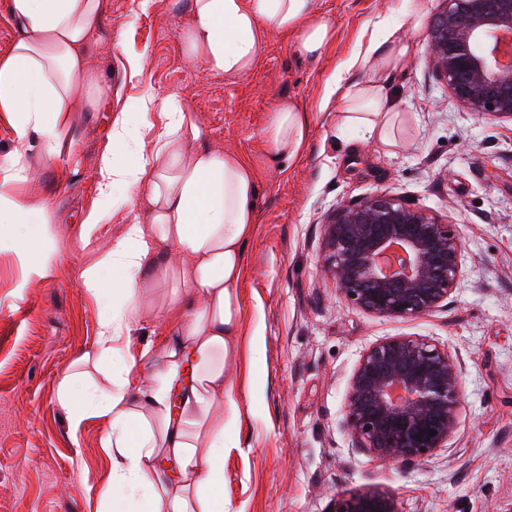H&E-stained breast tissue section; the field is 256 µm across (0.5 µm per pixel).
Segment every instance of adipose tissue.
I'll return each instance as SVG.
<instances>
[{
    "label": "adipose tissue",
    "mask_w": 512,
    "mask_h": 512,
    "mask_svg": "<svg viewBox=\"0 0 512 512\" xmlns=\"http://www.w3.org/2000/svg\"><path fill=\"white\" fill-rule=\"evenodd\" d=\"M190 22L187 55L210 71L246 77L263 52V31L287 33L298 63L317 64L336 38V23L316 0H177ZM109 0H9L17 35L0 55V115L15 125L17 145L0 168V211L12 224H52L51 200L19 192L28 180L27 152L44 163L62 153L76 113L105 92L86 55V42ZM424 0H389L371 18L379 37L360 44L330 80L337 129H355L391 143L399 114L381 73L397 70L409 51L402 26L418 31ZM160 117L150 144L138 142L131 114ZM312 116L288 98L268 113L263 129L270 166L304 151ZM205 127L174 97L147 94L115 115L109 149L98 161V207L88 230L126 210L130 224L113 238L107 260L124 280L116 311L100 321L97 350L112 361L111 395H86L85 408L109 418L112 450L109 496L120 512H225L224 452L243 447L236 386L224 358L241 336L242 287L259 213L252 166L207 144ZM138 143L135 163L113 147ZM171 284L162 349L127 342L141 314L143 280Z\"/></svg>",
    "instance_id": "1"
}]
</instances>
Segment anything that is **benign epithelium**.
<instances>
[{
  "label": "benign epithelium",
  "instance_id": "1",
  "mask_svg": "<svg viewBox=\"0 0 512 512\" xmlns=\"http://www.w3.org/2000/svg\"><path fill=\"white\" fill-rule=\"evenodd\" d=\"M512 0H446L429 25L436 77L472 112L512 117ZM454 225L376 194L337 209L325 224V269L336 291L369 313L413 319L448 303L463 277ZM465 363L426 337L376 342L350 378L345 426L351 447L380 462L410 464L446 447L460 426ZM437 434L432 435L430 431ZM333 512H398L383 490L336 493Z\"/></svg>",
  "mask_w": 512,
  "mask_h": 512
}]
</instances>
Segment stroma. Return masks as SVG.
I'll use <instances>...</instances> for the list:
<instances>
[{
    "instance_id": "35a3bbf8",
    "label": "stroma",
    "mask_w": 512,
    "mask_h": 512,
    "mask_svg": "<svg viewBox=\"0 0 512 512\" xmlns=\"http://www.w3.org/2000/svg\"><path fill=\"white\" fill-rule=\"evenodd\" d=\"M387 0H318L336 39L313 67L297 63L288 34L270 31L245 78L190 61L175 0H110L89 41V61L112 91L110 106L79 113L62 155L26 193L52 198L56 224L0 226V512H96L112 460L106 418L74 420L59 401L64 375L109 393V360L96 353L112 291L93 297L82 273L105 257L131 216L87 233L100 153L112 112L148 93L173 96L207 128L209 144L256 170L259 222L248 251L243 334L228 367L240 387L244 449L224 453L227 512H332L338 491L378 488L398 512H512V119L464 108L435 76L427 29L410 34L402 67L385 74L401 113L395 142L337 131L325 85L355 49L364 22ZM284 97L312 114L303 154L264 164L263 128ZM413 200L454 224L465 275L444 305L416 319L379 317L345 301L324 265L323 228L337 208L374 194ZM54 274L37 277L35 250ZM172 290L146 283L132 342L160 331ZM396 336H423L465 360L461 423L447 448L414 466L352 450L345 428L349 380L362 352Z\"/></svg>"
}]
</instances>
